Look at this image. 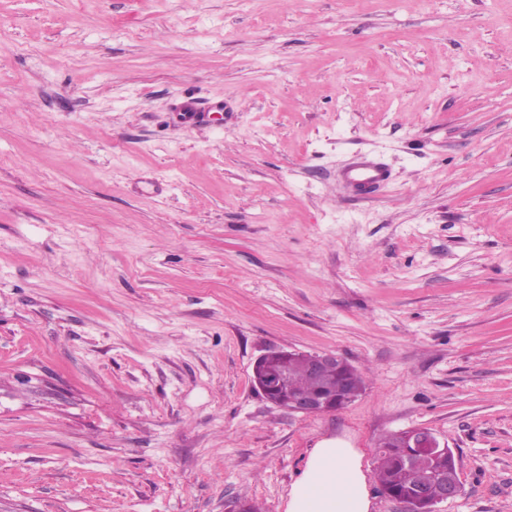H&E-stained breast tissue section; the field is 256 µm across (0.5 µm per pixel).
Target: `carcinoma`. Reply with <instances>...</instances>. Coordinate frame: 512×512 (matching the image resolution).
Instances as JSON below:
<instances>
[{"mask_svg":"<svg viewBox=\"0 0 512 512\" xmlns=\"http://www.w3.org/2000/svg\"><path fill=\"white\" fill-rule=\"evenodd\" d=\"M288 371V386L271 396V403L277 407L286 404L288 395L310 391L313 385L308 375L306 358L295 355L287 359L276 352L270 353L265 359L261 372L276 373ZM365 386L362 374L351 366L345 370H337L327 376L323 382L326 395L336 398V408L345 407L355 400ZM410 449L404 447L403 440L390 433L382 436L377 444L376 474L383 492L393 498L408 496L416 481L417 473L425 466H430L437 473H448L457 468L455 457L446 454L435 456L431 460L415 457L414 462L406 464Z\"/></svg>","mask_w":512,"mask_h":512,"instance_id":"cac0c4a2","label":"carcinoma"}]
</instances>
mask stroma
<instances>
[{"mask_svg":"<svg viewBox=\"0 0 512 512\" xmlns=\"http://www.w3.org/2000/svg\"><path fill=\"white\" fill-rule=\"evenodd\" d=\"M275 350L366 388L288 413ZM414 427L512 512V0H0V512H285L323 441L406 512ZM388 178L385 164L366 155H358L342 173L343 182L358 194L382 186ZM403 440L394 433L382 436L377 444L376 456V474L378 483L383 492L403 503L408 507V512H419L422 504H434V511L437 512V505L454 499L462 492V485L459 475L456 478H440L441 492L438 498L439 487L433 484L430 487V497L428 494V485L430 477L422 475L417 482L414 492L408 496L416 481L417 473L420 469L429 465L435 472L448 474L457 468L455 456L448 458L446 452L448 444L442 442L439 437L428 428L414 427L402 431ZM418 451L424 457L432 458L429 462L422 457H415L411 465L406 464V458L410 451ZM440 454V455H438ZM437 455V456H436ZM408 496V497H407ZM405 497V498H404ZM436 498V499H435Z\"/></svg>","mask_w":512,"mask_h":512,"instance_id":"1","label":"stroma"}]
</instances>
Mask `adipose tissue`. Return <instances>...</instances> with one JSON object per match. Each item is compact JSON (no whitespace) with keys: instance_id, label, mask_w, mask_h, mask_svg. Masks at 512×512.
Here are the masks:
<instances>
[{"instance_id":"1","label":"adipose tissue","mask_w":512,"mask_h":512,"mask_svg":"<svg viewBox=\"0 0 512 512\" xmlns=\"http://www.w3.org/2000/svg\"><path fill=\"white\" fill-rule=\"evenodd\" d=\"M371 506L360 454L327 441L311 449L285 512H370Z\"/></svg>"}]
</instances>
